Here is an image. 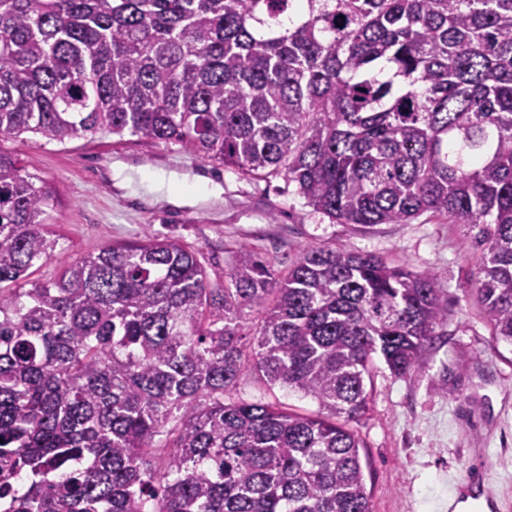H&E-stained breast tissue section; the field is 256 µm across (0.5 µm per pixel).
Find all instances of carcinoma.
<instances>
[{"label": "carcinoma", "mask_w": 512, "mask_h": 512, "mask_svg": "<svg viewBox=\"0 0 512 512\" xmlns=\"http://www.w3.org/2000/svg\"><path fill=\"white\" fill-rule=\"evenodd\" d=\"M97 133L479 229L512 345V0H0V512H372L351 423L374 356L404 376L448 323L440 275L323 246L212 280L147 233L35 280L53 195L1 144ZM247 374L318 413L226 399Z\"/></svg>", "instance_id": "carcinoma-1"}]
</instances>
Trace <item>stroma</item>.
<instances>
[{
    "mask_svg": "<svg viewBox=\"0 0 512 512\" xmlns=\"http://www.w3.org/2000/svg\"><path fill=\"white\" fill-rule=\"evenodd\" d=\"M5 148L55 199L45 222L59 246L35 271L44 281L104 245L148 232L198 249L213 277L242 248L282 274L304 248L329 245L438 272L447 325L406 376L375 360L370 410L356 426L372 512H448L449 495L475 475L512 512V346L494 343L481 316L471 284L481 250L463 225L430 212L405 224H337L307 206L284 175L245 178L180 146L129 136L59 144L28 135ZM230 396L318 411L312 398L254 375Z\"/></svg>",
    "mask_w": 512,
    "mask_h": 512,
    "instance_id": "1",
    "label": "stroma"
}]
</instances>
